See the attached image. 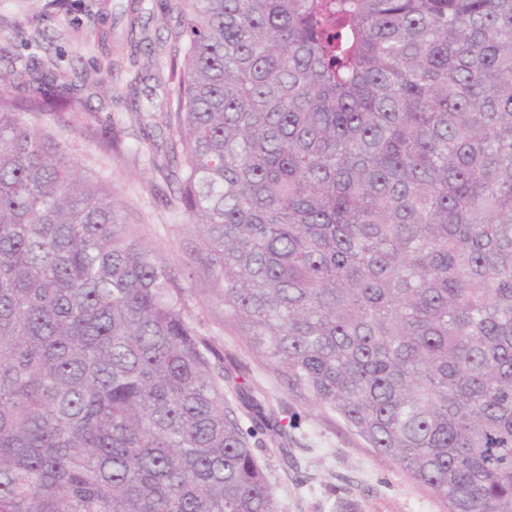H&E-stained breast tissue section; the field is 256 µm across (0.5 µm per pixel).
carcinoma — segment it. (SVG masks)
I'll return each instance as SVG.
<instances>
[{"label": "carcinoma", "mask_w": 512, "mask_h": 512, "mask_svg": "<svg viewBox=\"0 0 512 512\" xmlns=\"http://www.w3.org/2000/svg\"><path fill=\"white\" fill-rule=\"evenodd\" d=\"M224 324L446 512H512V0H167ZM136 2L128 9L133 53ZM27 87L17 97L12 89ZM0 71V512H277L183 292Z\"/></svg>", "instance_id": "cac0c4a2"}]
</instances>
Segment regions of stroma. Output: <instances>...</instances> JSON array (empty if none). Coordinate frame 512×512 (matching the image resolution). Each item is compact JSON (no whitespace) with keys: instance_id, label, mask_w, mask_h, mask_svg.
<instances>
[{"instance_id":"stroma-1","label":"stroma","mask_w":512,"mask_h":512,"mask_svg":"<svg viewBox=\"0 0 512 512\" xmlns=\"http://www.w3.org/2000/svg\"><path fill=\"white\" fill-rule=\"evenodd\" d=\"M129 0H71L68 11L45 8L42 0H0V70L12 59L33 55L52 60L65 80L87 76L84 106L42 115L43 125L67 146L91 177L108 184L126 223L179 283L190 320L224 356L230 376L259 386L289 436L280 452L262 436L253 454L269 477L278 512H444L391 459L368 448L334 412L292 394L224 328V307L186 277L189 238L178 190L155 169L148 139L169 134L168 66L174 50V19L165 0H141L138 36L147 51L127 45ZM123 148L114 155L104 138Z\"/></svg>"}]
</instances>
